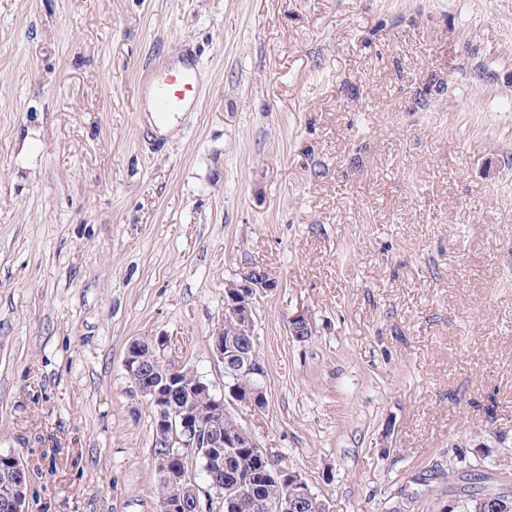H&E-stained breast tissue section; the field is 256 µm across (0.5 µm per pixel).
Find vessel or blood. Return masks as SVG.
<instances>
[{
  "label": "vessel or blood",
  "instance_id": "obj_1",
  "mask_svg": "<svg viewBox=\"0 0 512 512\" xmlns=\"http://www.w3.org/2000/svg\"><path fill=\"white\" fill-rule=\"evenodd\" d=\"M201 83L202 75L195 59L186 57L180 64L153 70L144 85V98L157 122L165 124L179 113L197 111Z\"/></svg>",
  "mask_w": 512,
  "mask_h": 512
}]
</instances>
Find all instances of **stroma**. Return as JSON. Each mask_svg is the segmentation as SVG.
<instances>
[{
	"label": "stroma",
	"instance_id": "obj_1",
	"mask_svg": "<svg viewBox=\"0 0 512 512\" xmlns=\"http://www.w3.org/2000/svg\"><path fill=\"white\" fill-rule=\"evenodd\" d=\"M196 50L153 134L139 85ZM269 405L330 512L512 494V0H0V453L29 512H157L132 341L224 392L242 267ZM304 312L313 328L290 335ZM241 294L228 299L235 289L234 283L224 288V319L212 332L213 353L224 364V351H234L240 347L241 339H256L255 326L257 305L261 298L278 288V282L265 269L258 266H246L239 272ZM229 286V288H228ZM11 457L12 456L10 454H0V488L1 484L6 482L16 486H21L20 493L23 494V496L21 497L20 503L15 504L13 507L16 509V512H28L29 496L27 494L29 492V484L27 481L24 483L17 481V478H19L20 475L18 476L12 470V465L10 463Z\"/></svg>",
	"mask_w": 512,
	"mask_h": 512
}]
</instances>
